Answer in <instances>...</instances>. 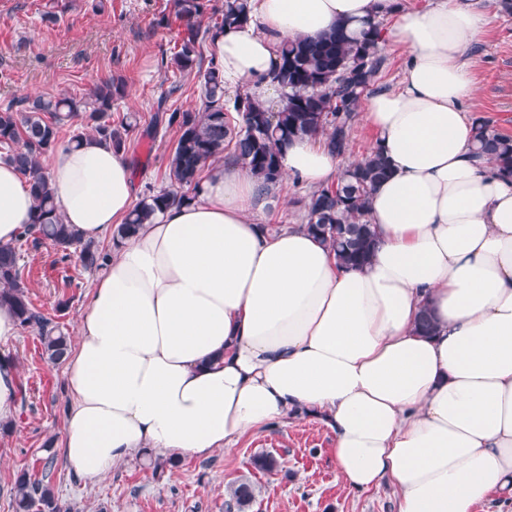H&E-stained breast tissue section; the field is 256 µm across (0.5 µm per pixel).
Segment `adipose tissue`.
<instances>
[{"mask_svg": "<svg viewBox=\"0 0 512 512\" xmlns=\"http://www.w3.org/2000/svg\"><path fill=\"white\" fill-rule=\"evenodd\" d=\"M480 0H249L212 41L228 95L265 103L280 42L382 23L409 58L362 119L392 174L369 198L378 245L342 266L301 225L255 218L268 196L242 167L212 165L190 203L156 213L112 249L63 364L67 466L89 482L150 453L181 461L230 447L293 413L333 433L351 490L391 484L397 512H473L512 497V178L473 155L471 52ZM285 178L338 179L323 137L291 141ZM49 182L64 223L102 240L133 208L124 152L87 135ZM34 201L0 161V243ZM429 307L437 327L420 334Z\"/></svg>", "mask_w": 512, "mask_h": 512, "instance_id": "adipose-tissue-1", "label": "adipose tissue"}]
</instances>
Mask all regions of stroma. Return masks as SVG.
<instances>
[{
    "mask_svg": "<svg viewBox=\"0 0 512 512\" xmlns=\"http://www.w3.org/2000/svg\"><path fill=\"white\" fill-rule=\"evenodd\" d=\"M0 0V108L37 95L87 92L99 78L125 82V94L112 106L113 120L136 115L126 155L135 196L169 188L168 157L176 134L148 138L159 99L200 112L205 100L195 75L162 66L178 40L170 0ZM488 23L474 49L477 93L473 117L512 136V15L499 0H485ZM310 187L281 185L260 213L262 223L305 219ZM20 266L35 307L74 333L94 281L76 258H63L47 244L27 240ZM70 287H63V280ZM5 352L19 369L18 420L0 432V512H14L15 480L20 473L48 479L71 512H226L228 489L249 479L260 492L247 512H396V493L388 485L369 491L346 488L332 448L334 439L319 421L288 416L242 436L231 450L190 458L177 467L153 469L147 457L115 465L91 483L65 464L60 439L68 396L61 366L45 362L36 332L20 331ZM260 452L274 455L278 471L255 469Z\"/></svg>",
    "mask_w": 512,
    "mask_h": 512,
    "instance_id": "stroma-1",
    "label": "stroma"
}]
</instances>
